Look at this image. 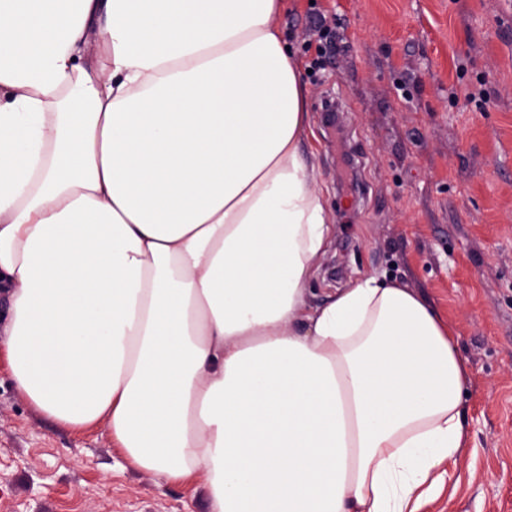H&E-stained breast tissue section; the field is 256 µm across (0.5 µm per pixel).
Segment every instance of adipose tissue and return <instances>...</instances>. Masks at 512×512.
<instances>
[{
    "label": "adipose tissue",
    "instance_id": "1",
    "mask_svg": "<svg viewBox=\"0 0 512 512\" xmlns=\"http://www.w3.org/2000/svg\"><path fill=\"white\" fill-rule=\"evenodd\" d=\"M285 0H0V331L19 391L106 422L213 512H418L458 477L465 361L332 230Z\"/></svg>",
    "mask_w": 512,
    "mask_h": 512
}]
</instances>
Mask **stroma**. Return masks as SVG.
Returning a JSON list of instances; mask_svg holds the SVG:
<instances>
[{
    "label": "stroma",
    "instance_id": "1",
    "mask_svg": "<svg viewBox=\"0 0 512 512\" xmlns=\"http://www.w3.org/2000/svg\"><path fill=\"white\" fill-rule=\"evenodd\" d=\"M318 12L336 18V53L305 81L335 226L312 300L373 271L429 299L468 368L470 479L421 512H512V0H287L277 24L303 66ZM0 512L211 501L204 476L135 468L106 422L38 412L0 349Z\"/></svg>",
    "mask_w": 512,
    "mask_h": 512
}]
</instances>
